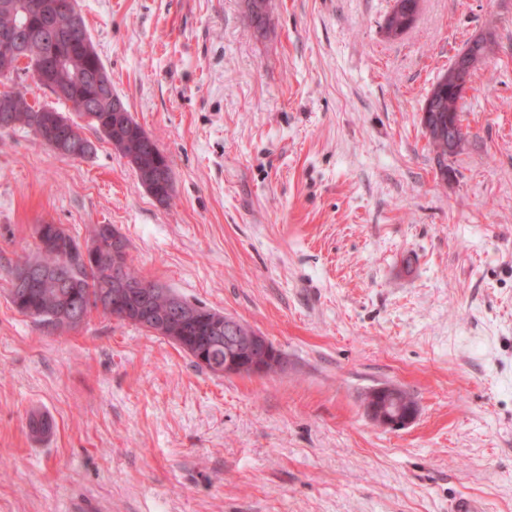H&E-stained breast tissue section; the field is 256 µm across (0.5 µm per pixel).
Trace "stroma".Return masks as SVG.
Wrapping results in <instances>:
<instances>
[{"mask_svg": "<svg viewBox=\"0 0 512 512\" xmlns=\"http://www.w3.org/2000/svg\"><path fill=\"white\" fill-rule=\"evenodd\" d=\"M80 0L112 90L168 156L158 204L94 130L68 158L0 131V512H512V0ZM492 33L440 176L421 125ZM109 224L147 281L267 336V376L196 367L100 311L9 300L35 228ZM393 384L400 430L366 415ZM51 416L40 439L31 414ZM365 411L377 425L394 430L404 428L415 420L418 405L405 394L403 388L386 385L368 394Z\"/></svg>", "mask_w": 512, "mask_h": 512, "instance_id": "obj_1", "label": "stroma"}]
</instances>
